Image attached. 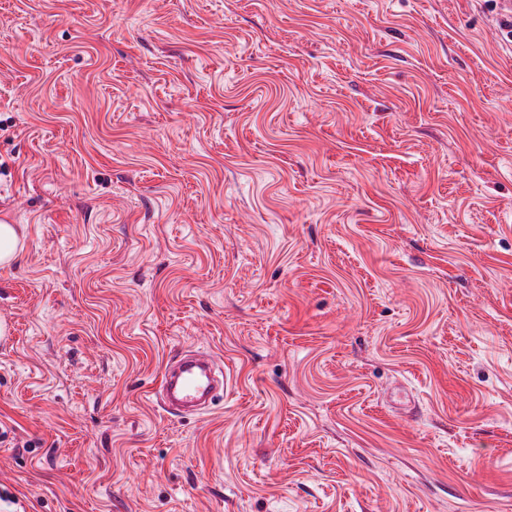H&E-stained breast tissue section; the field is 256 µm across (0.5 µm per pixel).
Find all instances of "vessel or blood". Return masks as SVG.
Returning <instances> with one entry per match:
<instances>
[{
	"instance_id": "vessel-or-blood-1",
	"label": "vessel or blood",
	"mask_w": 512,
	"mask_h": 512,
	"mask_svg": "<svg viewBox=\"0 0 512 512\" xmlns=\"http://www.w3.org/2000/svg\"><path fill=\"white\" fill-rule=\"evenodd\" d=\"M210 354L195 352L171 360L162 373L154 395L168 413L184 414L213 405L224 394L212 368Z\"/></svg>"
}]
</instances>
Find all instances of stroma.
Instances as JSON below:
<instances>
[{
	"mask_svg": "<svg viewBox=\"0 0 512 512\" xmlns=\"http://www.w3.org/2000/svg\"><path fill=\"white\" fill-rule=\"evenodd\" d=\"M506 13L0 0L16 512H512ZM19 234L14 224H0V265L15 263L20 254ZM212 356L197 351L171 360L162 373L154 395L168 413L184 414L211 406L224 394L212 368Z\"/></svg>",
	"mask_w": 512,
	"mask_h": 512,
	"instance_id": "obj_1",
	"label": "stroma"
}]
</instances>
